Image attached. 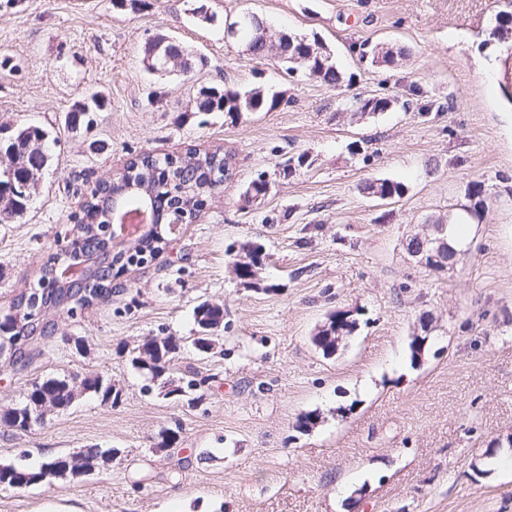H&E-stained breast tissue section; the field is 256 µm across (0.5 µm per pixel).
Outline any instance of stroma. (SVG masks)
I'll return each instance as SVG.
<instances>
[{"label": "stroma", "mask_w": 512, "mask_h": 512, "mask_svg": "<svg viewBox=\"0 0 512 512\" xmlns=\"http://www.w3.org/2000/svg\"><path fill=\"white\" fill-rule=\"evenodd\" d=\"M504 0H0V124L57 135L54 158L21 219L0 223V311L76 231L91 191L144 152L233 150L232 174L194 223L112 294L53 314L29 364L0 355V407L34 379L101 374L117 406L80 396L26 431L0 429V462L40 465L97 445L117 454L103 476L0 487V512H512V100L493 35ZM253 13L317 39L343 80L286 71L251 55L226 19ZM168 36L192 69L159 77L145 42ZM402 55L385 66L374 46ZM282 92L271 112L236 121L198 112L216 83ZM390 98L385 112L359 101ZM92 126L71 130L78 101ZM309 165L282 176L286 160ZM270 190L240 194L257 174ZM404 184L382 201L370 182ZM489 198L470 249L444 270L418 264L410 238L445 224L470 182ZM263 245V287L232 271L230 249ZM224 306L211 353L190 339L201 301ZM357 327L333 353L312 343L329 313ZM180 336L184 364L206 376L196 404L166 397L128 351ZM423 336L420 357L411 342ZM83 348H76V338ZM315 412L308 431L298 418ZM177 435L156 448L159 430Z\"/></svg>", "instance_id": "stroma-1"}]
</instances>
